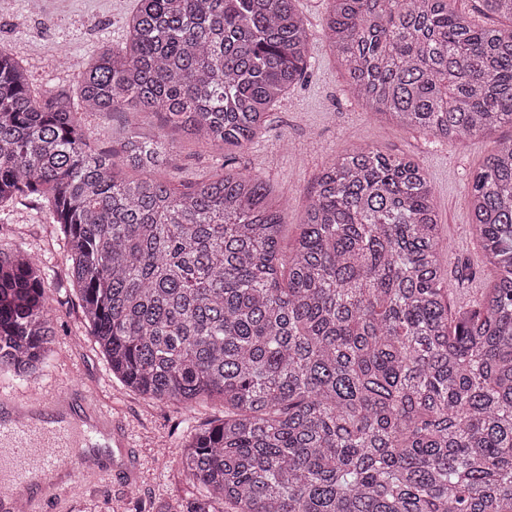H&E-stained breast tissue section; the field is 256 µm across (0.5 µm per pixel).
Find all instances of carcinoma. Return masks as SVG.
<instances>
[{"mask_svg": "<svg viewBox=\"0 0 512 512\" xmlns=\"http://www.w3.org/2000/svg\"><path fill=\"white\" fill-rule=\"evenodd\" d=\"M512 21V0H481ZM352 96L451 145L512 127V28L448 0H327ZM298 0H136L121 46L44 97L0 44V229L53 215L90 335L124 385L224 404L179 460L186 512H512V137L474 170L471 232L493 288L451 305L432 187L357 145L325 168L288 253L272 186L153 173L160 135L99 143L88 118L152 114L242 148L304 78ZM138 173L125 178L117 163ZM53 269L0 251V372H40Z\"/></svg>", "mask_w": 512, "mask_h": 512, "instance_id": "obj_1", "label": "carcinoma"}]
</instances>
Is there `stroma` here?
Instances as JSON below:
<instances>
[{
    "label": "stroma",
    "mask_w": 512,
    "mask_h": 512,
    "mask_svg": "<svg viewBox=\"0 0 512 512\" xmlns=\"http://www.w3.org/2000/svg\"><path fill=\"white\" fill-rule=\"evenodd\" d=\"M133 3L43 0L42 11L33 13L27 0H0V43L23 62L40 92L71 88L77 81V65L95 56L102 43L123 42ZM298 8L312 33L308 74L277 104L269 125L236 153L240 165L269 180L283 201V247L293 243L322 169L351 146L409 156L424 168L434 191L443 260L455 289L453 304L460 307L478 300L493 286L495 272L469 232L470 178L496 141L512 136V128L501 127L455 147L375 113L349 94L342 67L321 37L325 0H299ZM60 49L70 56L73 68L59 66ZM164 133L170 152L159 168L160 177L199 182L220 172L228 155L223 145L201 144L171 128ZM11 211L12 230L0 236V249L20 244L49 260L55 278L46 295L56 336L44 371L26 380L0 374V393L39 398L80 385L119 418L130 445L125 464L136 475L130 482L122 474L101 479L86 471L61 488L42 485L35 496L37 512H180L188 484L178 461L186 439L192 430L223 418V406L210 401L189 411L126 388L87 332L50 214L24 199L14 202Z\"/></svg>",
    "instance_id": "35a3bbf8"
}]
</instances>
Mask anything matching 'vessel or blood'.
I'll return each mask as SVG.
<instances>
[{
	"label": "vessel or blood",
	"instance_id": "vessel-or-blood-1",
	"mask_svg": "<svg viewBox=\"0 0 512 512\" xmlns=\"http://www.w3.org/2000/svg\"><path fill=\"white\" fill-rule=\"evenodd\" d=\"M95 438L126 446L121 424L77 390L67 405L51 401L35 412L1 408L0 504L31 502V487L54 481L72 461L83 459Z\"/></svg>",
	"mask_w": 512,
	"mask_h": 512
}]
</instances>
